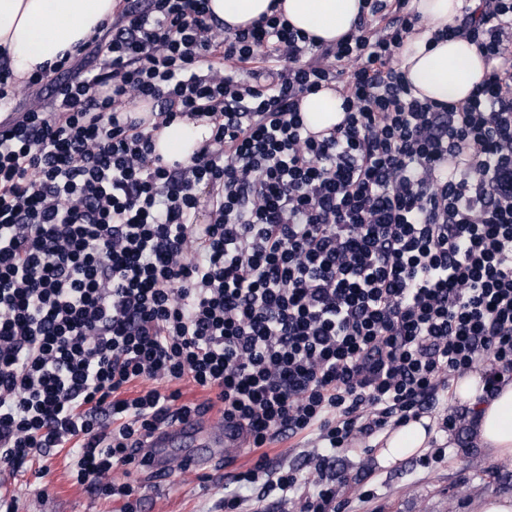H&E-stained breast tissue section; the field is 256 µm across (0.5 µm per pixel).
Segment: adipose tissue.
Segmentation results:
<instances>
[{
	"instance_id": "adipose-tissue-1",
	"label": "adipose tissue",
	"mask_w": 512,
	"mask_h": 512,
	"mask_svg": "<svg viewBox=\"0 0 512 512\" xmlns=\"http://www.w3.org/2000/svg\"><path fill=\"white\" fill-rule=\"evenodd\" d=\"M279 2L297 29L333 41L347 33L361 0H209L211 11L228 28L251 23ZM117 0H0V52H6L16 79H26L37 66L55 62L74 50L111 20ZM401 68L416 88L417 97L438 102L468 97L485 74L484 60L475 45L452 39L428 45L424 35L406 44ZM306 125L314 131L333 127L341 112L334 90L322 89L301 102ZM211 136L203 120H176L155 131V151L164 160L188 161ZM454 396L466 404L473 437L493 458L512 457V380L486 394L482 369L456 376ZM430 418L422 417L387 431L378 454L389 467L420 454L428 446Z\"/></svg>"
}]
</instances>
